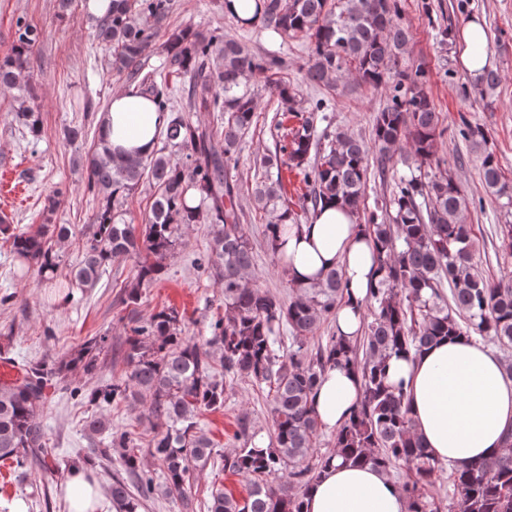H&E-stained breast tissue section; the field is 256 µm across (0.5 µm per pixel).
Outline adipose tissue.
I'll return each instance as SVG.
<instances>
[{
    "label": "adipose tissue",
    "mask_w": 512,
    "mask_h": 512,
    "mask_svg": "<svg viewBox=\"0 0 512 512\" xmlns=\"http://www.w3.org/2000/svg\"><path fill=\"white\" fill-rule=\"evenodd\" d=\"M460 62L471 76L489 63L486 33L478 17L460 30ZM169 113L129 90L113 94L98 114L116 156L145 158L153 154ZM290 279L301 287L317 282L327 270L342 268L350 295L336 311V333L347 339L360 334L363 302L378 283L374 247L352 214L328 204L308 223L288 225L277 241ZM390 382L403 383L417 432L436 459L456 465L491 457L512 429V379L493 352L463 339L444 340L417 357L389 361ZM360 398V380L348 368H327L313 404L320 424L336 430ZM68 512H95L102 489L90 471L79 467L63 484ZM305 512H411L400 485L380 468L333 460L312 483Z\"/></svg>",
    "instance_id": "obj_1"
}]
</instances>
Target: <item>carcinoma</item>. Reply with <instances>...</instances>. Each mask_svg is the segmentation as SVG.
<instances>
[{"label":"carcinoma","mask_w":512,"mask_h":512,"mask_svg":"<svg viewBox=\"0 0 512 512\" xmlns=\"http://www.w3.org/2000/svg\"><path fill=\"white\" fill-rule=\"evenodd\" d=\"M264 28L311 46L307 80L332 87L356 74L373 90L389 89V102L376 114L371 140L344 130L318 133L329 121L318 99L297 110L298 90L278 85L283 111L295 113L298 127L280 144L279 155L266 158L261 181L252 189L254 209L268 213L265 224L271 251H276L279 221L299 224L302 216L333 200L363 214V227L375 247L377 288L363 311V334L348 342L333 334L316 347L310 339L319 326L335 319L348 284L338 267L307 288L289 284L293 297L284 301L262 289L251 277L253 251L249 226L241 223V187L227 169L238 163L237 146L255 121L256 102L248 88L257 76L275 75L286 66L281 56L259 57L215 27L189 26L168 33L166 61L142 72V60L172 11V0H109L97 20L95 35L110 53L112 70L127 72L135 93L147 96L171 113L166 144L185 154L174 164L159 150L147 158L117 160L106 135L98 131L95 148L85 156L89 191L98 200L92 232L82 260L71 273V285L88 291L97 286L106 265L120 256L137 259L134 277L124 286L121 303L136 306L142 290L158 280L190 224L214 230L203 272L223 283L224 316L213 320L210 336L199 343L185 335L183 315L162 308L148 319L134 316L126 325L123 361L126 377L93 388L76 385L70 395L98 407L134 402L142 406L151 439L142 445L129 431L112 429L102 417L87 422L92 434L106 436V447L72 462L92 469L115 459L124 475L112 478L109 498L114 512H141L159 496L189 500L194 475L209 465L214 443L199 423L203 411L224 407V396L239 379L268 388L271 431L267 447L255 445L250 421L238 422L234 439L242 442L224 455V470L249 479L247 496L238 499L221 488L211 491L208 512H303L311 484L336 458L371 463L388 473L403 464L410 471L403 490L412 512H441L436 490L443 473L414 428L403 385L387 381L394 354L417 355L444 337H488L512 349V282L485 277L475 262V240L464 214L474 204L447 169L437 144L447 128L428 91L427 71L398 69L409 40L401 24V0H255ZM41 30L17 21L10 54L0 60V89L15 93L16 118L32 138L41 136V119L31 105L34 73L31 55ZM221 60L207 70L211 58ZM193 75L186 94L199 112H223L224 129L196 126L175 112V79ZM458 133L487 144L483 127L460 117ZM400 160L408 172L392 176L393 187L381 204L369 208L366 190L372 173L385 178ZM298 171L309 192L300 210L284 204L281 165ZM481 179L487 192L512 206V182L495 152L484 149ZM156 186L145 222L131 224L120 201L142 179ZM56 189L46 196L45 222L34 232L0 224V235L21 266H34L52 279L57 256L49 243L68 237L65 224L51 223ZM195 197L198 204L187 200ZM498 249L512 256V221L497 225ZM289 336H284V333ZM108 336H93L71 353L22 366V375L0 381V460L24 471L39 468L43 480L55 481L56 450L49 445L41 413L49 390L68 386L72 377L93 376L103 367ZM343 365L361 376V399L333 438V449L314 454L320 423L312 394L326 368ZM158 465L144 466L143 455ZM288 470L287 479L269 477ZM449 507L453 512H512V431L489 459L450 468Z\"/></svg>","instance_id":"obj_1"}]
</instances>
